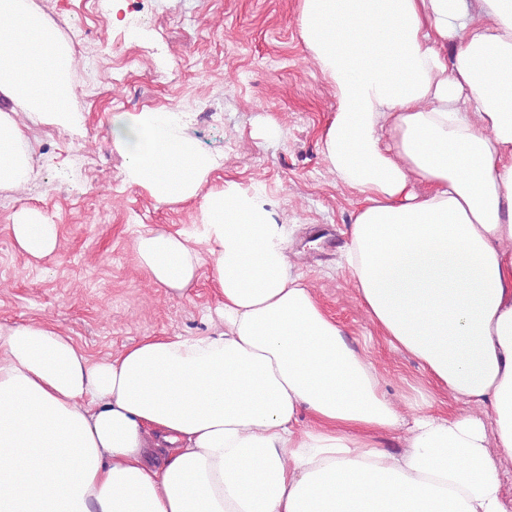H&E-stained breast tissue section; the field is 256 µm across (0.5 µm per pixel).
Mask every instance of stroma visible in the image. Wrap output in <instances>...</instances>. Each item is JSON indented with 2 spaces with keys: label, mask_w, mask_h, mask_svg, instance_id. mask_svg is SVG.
I'll use <instances>...</instances> for the list:
<instances>
[{
  "label": "stroma",
  "mask_w": 512,
  "mask_h": 512,
  "mask_svg": "<svg viewBox=\"0 0 512 512\" xmlns=\"http://www.w3.org/2000/svg\"><path fill=\"white\" fill-rule=\"evenodd\" d=\"M74 51L69 129H33L44 153L83 151L85 169L35 165L21 189H0V323L48 321L100 359L146 336L212 331L207 314L219 297L207 277L183 296L167 294L138 267L133 241L142 231L189 228L198 201L159 204L124 177L112 119L163 106L184 113L198 146L223 156L210 187L227 181L260 186L282 223L293 225V273L313 289L366 351L395 402L424 385L412 357L393 352L368 319L350 271L340 263L354 210L319 139L336 110L333 87L299 32L301 0H124L128 20L112 28V0H32ZM280 129L270 142L259 119ZM34 208L57 224L59 247L42 260L23 255L11 231Z\"/></svg>",
  "instance_id": "stroma-1"
}]
</instances>
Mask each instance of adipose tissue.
Returning <instances> with one entry per match:
<instances>
[{"mask_svg": "<svg viewBox=\"0 0 512 512\" xmlns=\"http://www.w3.org/2000/svg\"><path fill=\"white\" fill-rule=\"evenodd\" d=\"M297 22L334 88L320 150L355 195L359 301L458 413L396 405L263 193L208 189L221 158L147 108L112 121L127 181L201 204L133 250L177 295L207 274L222 328L94 361L53 324H0V512H512V0H301ZM73 62L31 0H0V188L30 179L31 127L76 124ZM11 229L33 258L59 246L37 210Z\"/></svg>", "mask_w": 512, "mask_h": 512, "instance_id": "ef3b65f1", "label": "adipose tissue"}]
</instances>
